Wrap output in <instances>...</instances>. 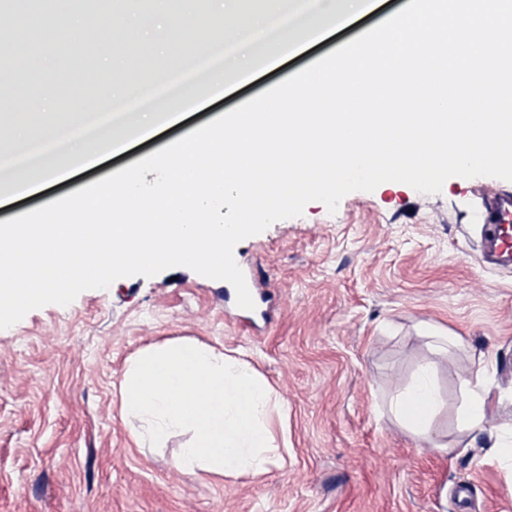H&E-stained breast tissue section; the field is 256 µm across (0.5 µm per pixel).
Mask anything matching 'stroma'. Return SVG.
Masks as SVG:
<instances>
[{"instance_id": "stroma-1", "label": "stroma", "mask_w": 512, "mask_h": 512, "mask_svg": "<svg viewBox=\"0 0 512 512\" xmlns=\"http://www.w3.org/2000/svg\"><path fill=\"white\" fill-rule=\"evenodd\" d=\"M36 0H0V114L28 110L32 94L66 100L75 86L129 87V70L98 71L80 45L31 26ZM50 0L57 14L111 17L119 54L152 28L155 0ZM383 0L353 25L247 84L203 104L185 122L86 173L15 204L0 222L44 206L153 154L354 40L402 7ZM512 181L452 177L436 195L399 182L347 194L336 212L319 201L239 242L273 295L271 319L251 327L224 308L226 286L173 267L130 276L49 304L0 329V512H512V467L465 451L456 428L462 378L491 364L498 424L512 425V270L483 262L484 200ZM462 337L440 363L445 405L427 449L390 413L389 400L429 358L422 324ZM192 339L239 352L288 407V453L261 476L202 480L179 471L184 436L137 447L120 415V385L143 348ZM468 483L465 506L454 500Z\"/></svg>"}]
</instances>
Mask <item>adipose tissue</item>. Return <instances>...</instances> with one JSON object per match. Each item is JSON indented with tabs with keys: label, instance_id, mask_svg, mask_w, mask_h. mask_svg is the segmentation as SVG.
Listing matches in <instances>:
<instances>
[{
	"label": "adipose tissue",
	"instance_id": "1",
	"mask_svg": "<svg viewBox=\"0 0 512 512\" xmlns=\"http://www.w3.org/2000/svg\"><path fill=\"white\" fill-rule=\"evenodd\" d=\"M443 336L432 358L419 363L411 381L392 396L390 413L416 438L428 442L443 407L435 382L440 360L456 344ZM485 365L464 380L465 395L456 413L469 448L488 437L494 454L512 461V431L494 423L495 395L485 381ZM120 413L131 422L137 446L163 444L178 432L189 433L175 464L203 478L256 476L282 458L275 424L287 407L268 382L245 361L189 340L142 349L131 359L121 383Z\"/></svg>",
	"mask_w": 512,
	"mask_h": 512
}]
</instances>
